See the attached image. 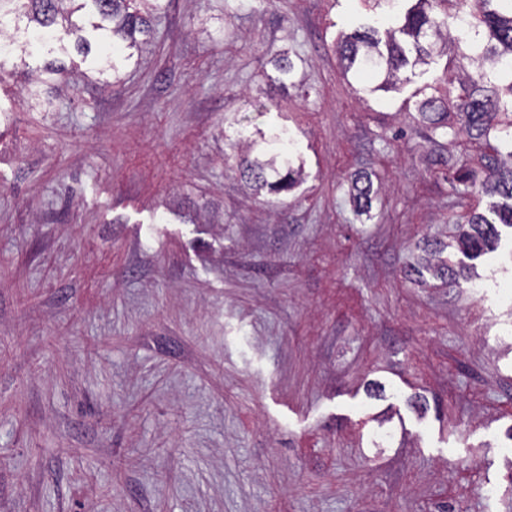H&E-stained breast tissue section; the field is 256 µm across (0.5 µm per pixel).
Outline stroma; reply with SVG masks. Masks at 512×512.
<instances>
[{
	"mask_svg": "<svg viewBox=\"0 0 512 512\" xmlns=\"http://www.w3.org/2000/svg\"><path fill=\"white\" fill-rule=\"evenodd\" d=\"M375 17L171 0L117 89L70 38L0 59V512H512V228L406 278L490 198L415 132L447 55L344 77ZM282 125L304 181L250 194Z\"/></svg>",
	"mask_w": 512,
	"mask_h": 512,
	"instance_id": "obj_1",
	"label": "stroma"
}]
</instances>
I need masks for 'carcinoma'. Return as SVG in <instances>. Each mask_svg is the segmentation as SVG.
<instances>
[{"label":"carcinoma","mask_w":512,"mask_h":512,"mask_svg":"<svg viewBox=\"0 0 512 512\" xmlns=\"http://www.w3.org/2000/svg\"><path fill=\"white\" fill-rule=\"evenodd\" d=\"M88 2L98 18L91 26L112 33V51L103 52L100 59L112 70L115 87L122 71L134 62V52L141 50L137 36L150 35L152 21L165 12L168 0H0V29L23 15L29 22L28 45L53 50L61 41L60 32L65 31L77 36V49L86 56L90 44L82 35L84 25L74 20V15ZM394 2L373 0V8L386 15L387 28L368 26L341 40L337 51L344 74L380 78L382 84L395 87L410 81L403 75L405 68L428 63L436 51L468 60L472 69L461 64L456 71L445 73L443 84L432 87L434 93L420 101L417 112L433 144L448 136V125L440 116L450 107L460 116L462 128L485 140L488 152L483 154L481 166L462 157L456 161L459 175L450 180L459 198L479 185L483 193L504 199L492 206L489 217L471 213L466 220L468 230L457 237L463 253L477 256L498 239L497 225L512 227V0H417L399 27L389 16ZM455 84L459 93L453 98L451 86ZM263 142L269 159L244 155L239 162L241 174L259 189L290 190L301 180L302 168L294 167L288 129H278ZM349 196L359 213L371 204L372 185L356 180L349 187ZM443 250L435 244L433 271L455 283L459 272L440 257Z\"/></svg>","instance_id":"cac0c4a2"}]
</instances>
